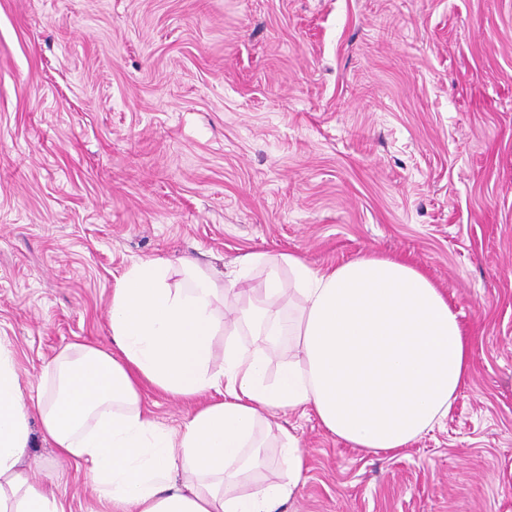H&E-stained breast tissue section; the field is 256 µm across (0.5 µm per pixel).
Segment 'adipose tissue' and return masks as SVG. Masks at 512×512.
<instances>
[{
    "label": "adipose tissue",
    "mask_w": 512,
    "mask_h": 512,
    "mask_svg": "<svg viewBox=\"0 0 512 512\" xmlns=\"http://www.w3.org/2000/svg\"><path fill=\"white\" fill-rule=\"evenodd\" d=\"M239 264L268 266L261 299L189 259L132 263L109 305L115 352L65 347L43 369L45 394L22 385L0 343V512H66L54 482L24 467L34 415L57 455L83 466L106 512H277L306 469L286 427L275 436L287 461L281 480L247 495L238 485L260 468L259 431L280 411L312 409L329 432L372 453L407 447L447 415L468 377L470 341L421 271L372 256L329 271L292 253H250ZM287 290L295 314L284 324L264 303ZM230 300L240 310L229 327ZM242 323L262 346L238 342ZM286 334L296 352L267 380L265 349ZM146 383L201 405L180 431L166 430L141 405Z\"/></svg>",
    "instance_id": "1"
}]
</instances>
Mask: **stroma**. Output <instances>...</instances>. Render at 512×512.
<instances>
[{
  "instance_id": "1",
  "label": "stroma",
  "mask_w": 512,
  "mask_h": 512,
  "mask_svg": "<svg viewBox=\"0 0 512 512\" xmlns=\"http://www.w3.org/2000/svg\"><path fill=\"white\" fill-rule=\"evenodd\" d=\"M398 257L471 339L447 416L369 454L302 410L282 512H512V0H0V340L112 350L133 262ZM176 431L195 410L151 385ZM32 475L96 512L31 429Z\"/></svg>"
}]
</instances>
